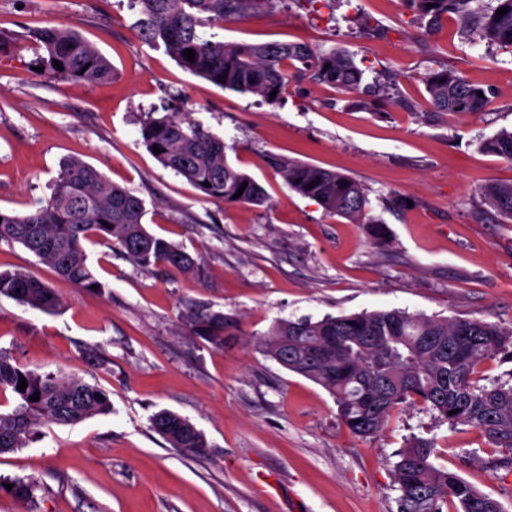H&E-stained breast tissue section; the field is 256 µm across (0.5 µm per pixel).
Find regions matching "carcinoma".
Listing matches in <instances>:
<instances>
[{
	"label": "carcinoma",
	"mask_w": 512,
	"mask_h": 512,
	"mask_svg": "<svg viewBox=\"0 0 512 512\" xmlns=\"http://www.w3.org/2000/svg\"><path fill=\"white\" fill-rule=\"evenodd\" d=\"M144 18L140 33L162 41L185 70L213 84L276 102L295 74L312 73L344 94L361 93L362 71L348 54L336 50L312 53L301 43L224 42L202 28H224L227 20H242L266 10L275 0H134ZM412 22H426L435 32L450 17L477 32L491 45L512 47V0L474 8V0H405ZM433 7L428 8L426 4ZM507 8V13L497 14ZM41 75L54 81L100 82L112 78V65L98 48L63 27L31 33ZM195 52L188 61L183 52ZM61 63V69L53 66ZM434 111L475 114L490 99L480 87L453 70H428L419 76ZM276 97H270L272 90ZM141 135L148 148L158 146L157 160L185 178L204 195L231 204L260 207L264 188L249 174L230 165L224 141L180 112L148 116ZM480 149L512 165V130H501L481 142ZM269 166L295 192L315 200L329 215L356 224L374 225L368 217L367 189L358 180L282 155L270 154ZM240 197H235L240 187ZM483 197L504 217L512 219V183L488 182ZM142 199L112 182L95 166L79 158L61 167L54 192L42 206L24 214L0 211V241L17 243L61 278L89 291L104 289L88 261L86 246L105 242L144 271L163 266L178 274L201 275L199 263L181 246L156 236L145 226ZM0 296L45 313L62 309L61 296L36 275L22 270L0 272ZM187 333L219 348L239 335V321L209 307H196L183 316ZM262 354L285 369L322 386L335 399L339 416L350 433L374 437L399 405H419L435 419L455 428H476L501 456L493 467L512 472V370L488 383L476 377L479 367L502 353L512 361V328L481 319L432 318L400 309L327 315L276 322L260 342ZM27 381L18 389L19 377ZM37 394L39 400L30 396ZM0 454L27 447L45 423L75 425L112 410L108 393L80 378L44 375L17 363L0 351ZM151 429L182 454H209L204 433L186 417L161 410L150 418ZM436 444L413 436L396 453L395 482L398 512H504L502 504L474 488L455 473L433 464ZM16 499L33 503L39 483L30 478H2Z\"/></svg>",
	"instance_id": "obj_1"
}]
</instances>
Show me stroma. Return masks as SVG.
<instances>
[{
	"label": "stroma",
	"mask_w": 512,
	"mask_h": 512,
	"mask_svg": "<svg viewBox=\"0 0 512 512\" xmlns=\"http://www.w3.org/2000/svg\"><path fill=\"white\" fill-rule=\"evenodd\" d=\"M130 0H0V33L69 27L114 70L111 81H51L24 47L0 55V209L22 214L51 194L78 157L140 197L147 227L180 244L201 276L142 271L116 247L88 248L102 293L61 279L19 244L0 241V270L27 269L64 301L47 314L0 297V350L38 373L77 376L109 395L112 411L73 426H42L28 447L0 455V475L33 477L28 504L0 490V512H397L396 452L407 437L436 443V467L512 512V472L479 430L396 408L373 438L353 436L333 397L257 349L279 320L404 309L512 327V220L479 192L512 181V166L479 143L512 129V48L487 46L455 21L427 33L387 0H279L225 23L227 41H295L342 50L363 85L398 81L365 102L297 76L277 103L220 88L139 34ZM449 67L483 88L476 115L419 110L418 76ZM182 112L224 141L228 162L256 179L260 207L204 196L146 147L147 113ZM276 153L347 174L368 190L363 225L327 215L266 163ZM397 194L409 208L389 209ZM204 305L236 316L241 336L217 349L189 336L182 316ZM168 409L210 445L179 453L150 428Z\"/></svg>",
	"instance_id": "obj_1"
}]
</instances>
